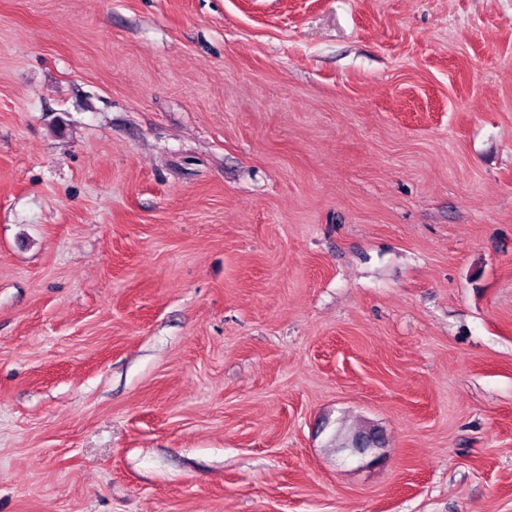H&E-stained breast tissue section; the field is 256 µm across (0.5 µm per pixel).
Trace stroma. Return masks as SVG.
Segmentation results:
<instances>
[{
	"label": "stroma",
	"mask_w": 512,
	"mask_h": 512,
	"mask_svg": "<svg viewBox=\"0 0 512 512\" xmlns=\"http://www.w3.org/2000/svg\"><path fill=\"white\" fill-rule=\"evenodd\" d=\"M0 512H512V0H0ZM336 449L359 448V455H364L365 448H384L385 438L377 427H358L348 430L339 429L335 437Z\"/></svg>",
	"instance_id": "35a3bbf8"
}]
</instances>
